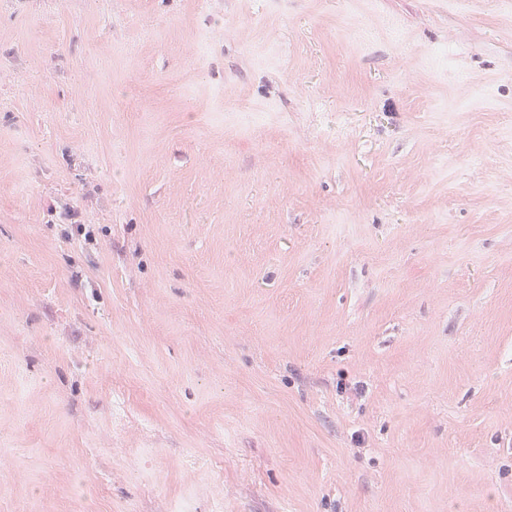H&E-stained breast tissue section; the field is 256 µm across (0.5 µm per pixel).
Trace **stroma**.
<instances>
[{
	"mask_svg": "<svg viewBox=\"0 0 512 512\" xmlns=\"http://www.w3.org/2000/svg\"><path fill=\"white\" fill-rule=\"evenodd\" d=\"M0 512H512V0H0Z\"/></svg>",
	"mask_w": 512,
	"mask_h": 512,
	"instance_id": "1",
	"label": "stroma"
}]
</instances>
